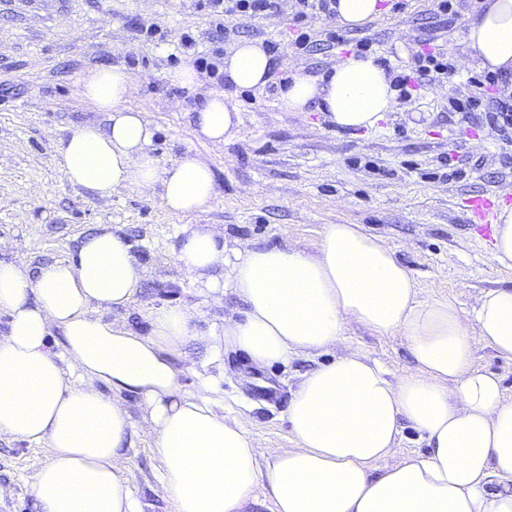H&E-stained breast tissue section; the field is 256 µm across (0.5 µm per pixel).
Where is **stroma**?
I'll return each instance as SVG.
<instances>
[{
  "mask_svg": "<svg viewBox=\"0 0 512 512\" xmlns=\"http://www.w3.org/2000/svg\"><path fill=\"white\" fill-rule=\"evenodd\" d=\"M347 43L328 44L330 20L307 24L308 48L277 55L265 90L237 98L242 124L224 148L199 139L189 113L217 78L201 74L186 90L167 81L169 71L196 55L223 63L238 42L288 44L296 35L292 0L271 16L210 15L195 0H0V260L13 261L11 243L35 267L75 260L81 240L109 227L125 236L145 277L125 310L95 309V316L148 333V315L162 306L202 309L201 330L221 331L225 309L239 308L233 294L211 306L200 284L184 278L175 260L183 225L219 224L228 249L292 243L312 252L327 224H358L391 247L412 272L421 298L449 299L470 312L483 291L512 287V270L491 259V242L469 220L467 202L481 196L512 206V141H503L483 110L470 118L450 108V98L473 91L485 72L466 41V20L436 16L431 0H405ZM197 41L180 46L182 33ZM368 39L390 74L410 70L419 50L441 52L453 64L439 82L418 86L398 101L377 128L339 131L316 110L289 112L278 84L296 71L332 69ZM41 69L40 82L27 78ZM129 69L141 88L127 106L145 113L160 160L191 152L206 157L215 174V197L204 211L169 214L157 197L124 187L107 199L63 182L57 146L76 123L97 119L95 107L76 91L78 78L96 66ZM360 350L391 376L411 372L414 361L401 332L380 335L349 325L336 345L318 356H294L263 368L237 349L211 351L188 342L177 360L182 391L210 400L221 414L241 416L264 449L294 447L287 420L290 393L318 364ZM122 399L135 421L126 441V477L142 512H174L159 490L161 465L142 420V400ZM47 443L0 441V486L9 496L0 512H39L32 477L48 462Z\"/></svg>",
  "mask_w": 512,
  "mask_h": 512,
  "instance_id": "stroma-1",
  "label": "stroma"
}]
</instances>
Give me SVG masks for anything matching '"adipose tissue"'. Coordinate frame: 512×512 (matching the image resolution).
<instances>
[{"label":"adipose tissue","instance_id":"1","mask_svg":"<svg viewBox=\"0 0 512 512\" xmlns=\"http://www.w3.org/2000/svg\"><path fill=\"white\" fill-rule=\"evenodd\" d=\"M480 65L512 83V0H487L466 23ZM274 57L261 41L239 42L224 57L227 90L209 91L190 121L215 147L233 138L241 112L236 90H260ZM138 91L119 66H100L77 93L103 118L71 129L57 148L61 179L106 199L132 186L159 197L179 216L214 198L211 165L187 153L161 163L144 113L127 108ZM291 112L317 105L346 130L372 129L396 105L377 56H350L325 74H293L278 90ZM176 260L203 283L213 304L232 288L244 305L206 334L199 310H151L150 332L95 317L93 307L128 309L144 270L119 232L86 236L76 261L0 262V310L10 317L0 337V440L45 442L50 460L32 478L40 512H138L121 448L134 422L118 398L139 395L161 463L160 490L175 512H243L266 482L274 512H512V399L495 373L476 366L475 343L512 360V288L484 292L471 314L449 300H425L394 250L357 224H328L316 252L295 245L246 246L227 255L224 230L183 227ZM378 334L398 331L415 361L412 372L387 371L356 351L304 374L288 402L296 445L269 454L236 416L214 411L180 390L176 359L190 340L243 351L258 367L319 355L348 325ZM65 338L67 363L48 345ZM83 377L70 382L67 370ZM110 393L98 390V383ZM426 452L376 473L404 427Z\"/></svg>","mask_w":512,"mask_h":512}]
</instances>
